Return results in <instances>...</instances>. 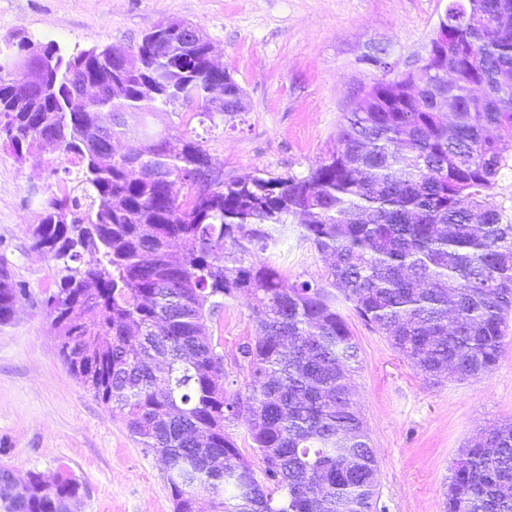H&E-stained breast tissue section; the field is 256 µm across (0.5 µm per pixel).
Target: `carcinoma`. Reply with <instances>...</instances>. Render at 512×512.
Returning <instances> with one entry per match:
<instances>
[{"mask_svg": "<svg viewBox=\"0 0 512 512\" xmlns=\"http://www.w3.org/2000/svg\"><path fill=\"white\" fill-rule=\"evenodd\" d=\"M476 22L453 31L448 53L425 70L371 85L344 116L336 147L302 176L260 172L196 195L200 162L223 169L189 129L149 138L135 153L107 132L112 163L97 165L92 112H70L76 73L101 76L102 110L141 112L182 98L189 119L216 125L205 104L209 45L190 51L179 20L132 50L140 68L117 69L109 48L64 54L53 41L33 58L42 81L30 105L11 97L0 69V133L17 158L43 138L70 160L69 185L50 197L30 232L63 263L49 297L68 371L148 449L165 454L174 512H376L379 462L353 399L357 346L351 309L428 379H478L499 362L512 318V224L487 197L508 146L489 135L512 126V0H478ZM25 37L5 58H24ZM459 102L454 121L433 111L426 87ZM486 87L477 103L472 85ZM224 75V114L238 113ZM333 257L309 280H286L260 254L280 227ZM17 288L0 276V323ZM247 295L261 334L241 348L246 394L231 392L207 322ZM245 419L258 462L228 426ZM80 484L27 473L0 494L3 512H70ZM443 512H512V420L461 450Z\"/></svg>", "mask_w": 512, "mask_h": 512, "instance_id": "obj_1", "label": "carcinoma"}]
</instances>
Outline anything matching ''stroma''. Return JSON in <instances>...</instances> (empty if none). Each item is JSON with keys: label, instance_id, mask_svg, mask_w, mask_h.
I'll return each mask as SVG.
<instances>
[{"label": "stroma", "instance_id": "1", "mask_svg": "<svg viewBox=\"0 0 512 512\" xmlns=\"http://www.w3.org/2000/svg\"><path fill=\"white\" fill-rule=\"evenodd\" d=\"M448 0H0V44L19 36L64 53L137 46L165 20L193 23L242 88L243 110L200 130L225 178L261 170L303 175L336 145L344 113L382 79L367 58L383 50L393 75L416 71ZM177 105L129 112L123 149L182 128ZM59 153L16 159L0 142V270L21 295L0 324V466L72 478V512H173L163 466L66 369L45 301L62 264L33 246L30 228L63 187ZM269 255L290 279L324 266L288 227ZM358 345L355 399L379 460L377 512H442L461 448L512 420V339L480 379H426L386 339L346 311ZM234 389L244 387L240 349L259 334L250 298L226 300L209 324Z\"/></svg>", "mask_w": 512, "mask_h": 512}]
</instances>
